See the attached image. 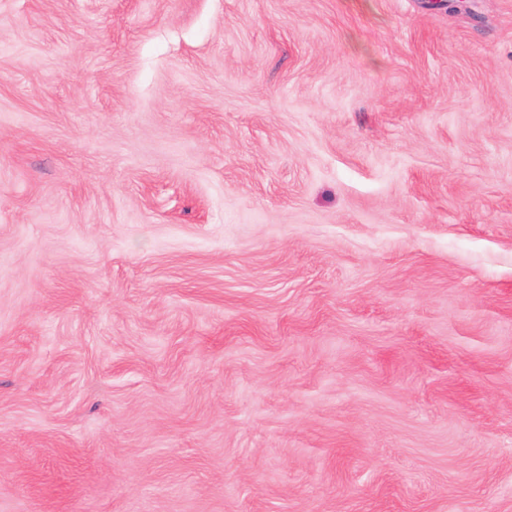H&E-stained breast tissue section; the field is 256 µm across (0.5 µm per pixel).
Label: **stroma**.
I'll return each mask as SVG.
<instances>
[{"mask_svg":"<svg viewBox=\"0 0 512 512\" xmlns=\"http://www.w3.org/2000/svg\"><path fill=\"white\" fill-rule=\"evenodd\" d=\"M0 512H512V0H0Z\"/></svg>","mask_w":512,"mask_h":512,"instance_id":"35a3bbf8","label":"stroma"}]
</instances>
